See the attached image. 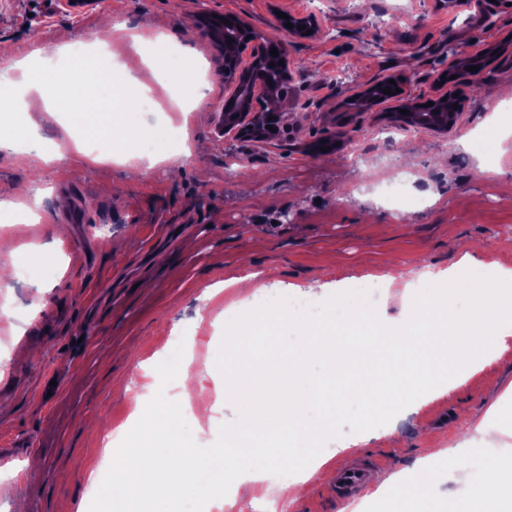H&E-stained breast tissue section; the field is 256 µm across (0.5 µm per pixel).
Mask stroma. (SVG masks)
Masks as SVG:
<instances>
[{
  "mask_svg": "<svg viewBox=\"0 0 512 512\" xmlns=\"http://www.w3.org/2000/svg\"><path fill=\"white\" fill-rule=\"evenodd\" d=\"M450 0H97L85 14L66 0H0V72L19 45L53 50L71 43H111V25L146 31L188 29L205 58L204 81L182 146H168L169 115L120 113L151 131L165 161L131 170L71 151L81 120L57 112L28 127L24 114L0 118V137L24 129L47 158L0 152V482L12 495L0 512H112L103 482L115 459L157 439L139 433L131 414L145 385L164 391L172 369L195 377L194 403L212 408L216 427L190 423L180 442L217 446L243 416L219 400L220 374L206 365L225 355L233 328L224 300L197 309L216 284L270 265L283 284L326 279L321 299L334 307L366 273L416 278L422 267L445 270L461 246L482 244L479 284L497 266L512 269V7L494 4L491 22ZM236 14L263 38L288 45L296 80L280 134L265 141L219 139L215 106L224 99V57L201 13ZM315 13L313 38L285 33L282 15ZM454 43L494 60L478 77L452 84L465 107L441 134L389 126L398 100L370 112L349 109L361 88L395 80L430 97L440 82L435 51ZM337 148L316 154L320 138ZM28 252L29 276L16 280L13 251ZM187 336L191 355L167 348ZM357 409L336 413V441L317 436L311 452L328 468L360 456L369 472L417 478L428 448L466 458L446 471L427 499L449 502L482 488L487 464L512 463V336L488 364L466 372L442 399L404 411L377 412L372 429L393 437L357 442ZM118 436L117 454L105 436ZM385 494L364 487L346 503L335 484L312 478L299 496L262 497L240 488L233 512H393Z\"/></svg>",
  "mask_w": 512,
  "mask_h": 512,
  "instance_id": "1",
  "label": "stroma"
}]
</instances>
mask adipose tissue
<instances>
[{
  "label": "adipose tissue",
  "instance_id": "1",
  "mask_svg": "<svg viewBox=\"0 0 512 512\" xmlns=\"http://www.w3.org/2000/svg\"><path fill=\"white\" fill-rule=\"evenodd\" d=\"M113 30L111 50L91 57L81 73L71 69L34 70L33 62L42 57V50H23L14 64L22 77L16 80L0 75V98L26 101L37 95L38 84L49 81L62 89L63 95L57 104H45V111L74 107L93 127L108 126L118 103H130L147 92L145 84L130 81L121 96L109 91L88 96L89 75L111 82L120 52L144 41L142 35L127 32L123 24H114ZM504 280H512V269H499L496 278L485 280L465 307L439 295L414 298L415 311L403 320H386L367 299L357 301L329 321L275 305L242 320L232 342L240 361L226 370L224 387L218 395L243 402L250 424L245 429L225 428L220 448L201 451L172 443L150 451L142 465L152 477L155 499L175 503L193 496L221 507L228 503L225 490L232 485L249 483L260 487L264 494L279 493V486L269 482V472L274 468L292 472L288 487L294 491L301 490L312 476L325 475L322 460L294 452L268 453L266 440L280 435L310 440V415L319 408L325 412L323 431H335L336 408L343 404L358 406L363 414L359 426L367 428L368 416L388 400L414 402L418 390L440 387L450 367L465 370L485 361L486 355L477 350V343L512 330V300L500 291ZM261 332L271 336L291 334L283 372L268 370L264 352L256 349L255 340ZM316 357L328 365L326 381L304 377L300 370L303 361ZM172 382L177 396L154 398L153 411L140 421L145 434L166 433L178 399L188 398L192 386L187 374L174 375ZM440 461L451 468L461 464L448 449L436 448L418 460L421 480L410 489H402L395 476L377 479V489L394 500L397 512H416Z\"/></svg>",
  "mask_w": 512,
  "mask_h": 512
}]
</instances>
